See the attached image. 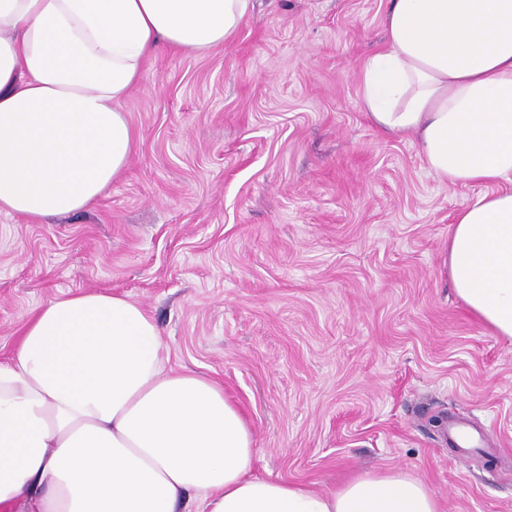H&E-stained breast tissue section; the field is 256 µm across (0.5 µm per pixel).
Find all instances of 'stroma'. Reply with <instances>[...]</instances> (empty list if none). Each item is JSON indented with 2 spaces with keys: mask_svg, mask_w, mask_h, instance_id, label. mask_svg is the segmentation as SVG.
Returning <instances> with one entry per match:
<instances>
[{
  "mask_svg": "<svg viewBox=\"0 0 512 512\" xmlns=\"http://www.w3.org/2000/svg\"><path fill=\"white\" fill-rule=\"evenodd\" d=\"M388 0H255L206 56L159 50L124 109L136 148L89 209L0 213V360L38 306L130 296L177 369L244 412L256 471L324 491L402 469L443 512H512V341L456 298L448 227L478 187L375 129L359 69ZM450 418L477 434L448 444Z\"/></svg>",
  "mask_w": 512,
  "mask_h": 512,
  "instance_id": "obj_1",
  "label": "stroma"
}]
</instances>
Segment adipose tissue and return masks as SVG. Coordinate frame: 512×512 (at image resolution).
Here are the masks:
<instances>
[{
	"instance_id": "1",
	"label": "adipose tissue",
	"mask_w": 512,
	"mask_h": 512,
	"mask_svg": "<svg viewBox=\"0 0 512 512\" xmlns=\"http://www.w3.org/2000/svg\"><path fill=\"white\" fill-rule=\"evenodd\" d=\"M252 0H0V213L91 207L136 139L124 103L158 48L231 43ZM384 133L413 134L448 187L484 186L448 232L463 305L512 340V0H390L360 72ZM251 428L223 384L171 367L126 295L40 306L0 362V512H441L417 475L316 492L255 474Z\"/></svg>"
}]
</instances>
